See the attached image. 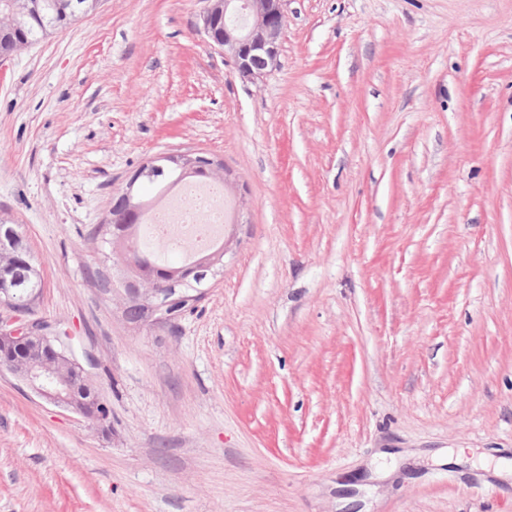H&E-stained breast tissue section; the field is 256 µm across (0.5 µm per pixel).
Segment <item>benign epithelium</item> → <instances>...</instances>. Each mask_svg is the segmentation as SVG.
Returning a JSON list of instances; mask_svg holds the SVG:
<instances>
[{"instance_id":"7a95c632","label":"benign epithelium","mask_w":512,"mask_h":512,"mask_svg":"<svg viewBox=\"0 0 512 512\" xmlns=\"http://www.w3.org/2000/svg\"><path fill=\"white\" fill-rule=\"evenodd\" d=\"M285 2L210 0L202 16V32L210 44L224 50L241 80L255 83L278 66ZM235 14L244 16V22L226 23L224 33H218L216 17L227 19ZM150 166L176 167L204 175H212L218 168L213 158L200 152L160 155L150 161ZM194 275L195 267L188 266L171 274L128 277L123 288L125 307L139 308L146 321L168 323L174 319L175 309L196 302L201 292L185 288L174 294L166 281L177 278L186 282ZM4 369L44 401L92 421L103 432L110 430V414L102 410L104 402L85 369L67 352L60 337L47 335L20 313L11 324L0 326V370Z\"/></svg>"}]
</instances>
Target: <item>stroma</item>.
<instances>
[{
	"mask_svg": "<svg viewBox=\"0 0 512 512\" xmlns=\"http://www.w3.org/2000/svg\"><path fill=\"white\" fill-rule=\"evenodd\" d=\"M206 0H102L0 60V218L103 434L0 373V512H512V0H286L241 81ZM223 166V265L122 317L96 229ZM145 166H152L158 169L163 167H176L184 172L202 173L205 176L213 175L216 168H218V164L213 158L200 152H186L170 156L160 155L153 158L150 163ZM195 176L196 175L185 176V174L184 175H182L181 173L177 174V172H175V171L164 169V170L157 171L152 177V183L159 184L160 187L155 188L152 184H148V186L153 188L158 194L164 195L165 191L163 190V187L165 184H166V190H170V189L173 190V189H176V188H179V187L185 185L186 183H188L186 181L192 180V179L187 180L188 178L195 177Z\"/></svg>",
	"mask_w": 512,
	"mask_h": 512,
	"instance_id": "35a3bbf8",
	"label": "stroma"
}]
</instances>
